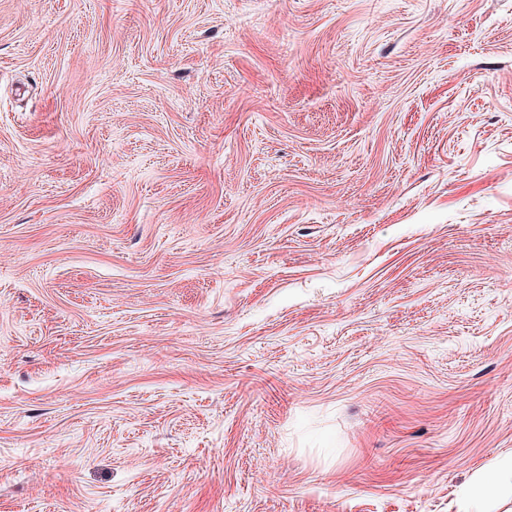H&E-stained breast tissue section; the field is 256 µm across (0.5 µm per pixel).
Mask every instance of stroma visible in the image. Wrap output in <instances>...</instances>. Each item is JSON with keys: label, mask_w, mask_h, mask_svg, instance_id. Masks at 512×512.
I'll return each mask as SVG.
<instances>
[{"label": "stroma", "mask_w": 512, "mask_h": 512, "mask_svg": "<svg viewBox=\"0 0 512 512\" xmlns=\"http://www.w3.org/2000/svg\"><path fill=\"white\" fill-rule=\"evenodd\" d=\"M509 460L512 0H0V512Z\"/></svg>", "instance_id": "1"}]
</instances>
